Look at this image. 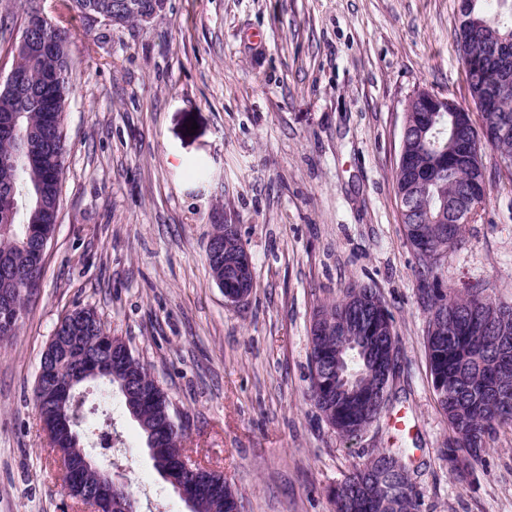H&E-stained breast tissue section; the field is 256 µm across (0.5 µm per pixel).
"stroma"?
Listing matches in <instances>:
<instances>
[{
    "label": "stroma",
    "mask_w": 512,
    "mask_h": 512,
    "mask_svg": "<svg viewBox=\"0 0 512 512\" xmlns=\"http://www.w3.org/2000/svg\"><path fill=\"white\" fill-rule=\"evenodd\" d=\"M45 12L70 34L68 144L54 234L15 336L0 343V512H74L35 407L42 352L93 309L168 393L185 453L223 472L242 512H332L330 487L383 448H409L419 512H512V426L464 478L431 383L419 266L396 194L405 106L469 96L457 0H165L115 25ZM489 194L439 271L512 304V178ZM237 225L254 267L228 303L206 263ZM354 284L393 316L397 372L380 418L341 437L306 398L309 328ZM98 451L139 512H186L119 394Z\"/></svg>",
    "instance_id": "obj_1"
}]
</instances>
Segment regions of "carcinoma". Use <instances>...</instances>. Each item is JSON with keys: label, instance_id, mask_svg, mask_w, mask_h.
I'll use <instances>...</instances> for the list:
<instances>
[{"label": "carcinoma", "instance_id": "1", "mask_svg": "<svg viewBox=\"0 0 512 512\" xmlns=\"http://www.w3.org/2000/svg\"><path fill=\"white\" fill-rule=\"evenodd\" d=\"M475 18L494 24L503 33L512 28V0H475ZM41 37L52 51L32 55L12 48L11 69L26 85L11 91L0 84V342L15 335L19 319L13 307L25 302L38 287L43 263L38 239L54 233L60 188L56 180L64 168L65 135L62 114L70 91L69 36L65 30L47 31ZM64 76L54 88L57 111L43 112L40 95L49 71ZM481 128L460 124L452 113L417 112V129L427 126L426 143L410 146L398 163V188L413 182L417 191L412 204L401 206L407 240L420 260L419 291L435 310L426 330V357L430 374H439L448 394L439 400L453 436L443 455L453 474L463 475L481 460L485 438L503 424H512V315L494 325L489 319L503 304L486 294L481 284L458 295L438 287L436 271L441 256L459 239L461 224L456 212L470 205L474 194L484 195L475 182V167L467 160L465 146L480 141L500 155L512 157V99L480 110ZM214 235L224 238V253L208 254L211 274L224 275L227 285L235 274L224 259L244 251L238 236L224 235L215 225ZM381 299L376 289L362 285L323 308L310 329L311 386L309 398L330 426L353 439L380 415L368 393L379 381L383 340L375 339L371 356L348 345L350 336H368L371 312ZM336 322L331 332L320 328L321 318ZM54 334L73 337L66 361L56 365L41 359L48 371L37 380L34 402L52 442L60 448H83L96 420L82 411L74 388L96 381L117 388L129 415L146 438L153 466L161 477L179 476V457L184 454L185 428H173L171 401L127 344L115 338L111 350L98 338L105 330L91 309L75 310L57 325ZM58 479L74 499L93 498L99 476L67 461L57 463ZM197 512H231L237 496L224 474L204 470L196 477ZM334 512H418L410 476V449L384 448L354 468L340 490L331 497Z\"/></svg>", "mask_w": 512, "mask_h": 512}]
</instances>
